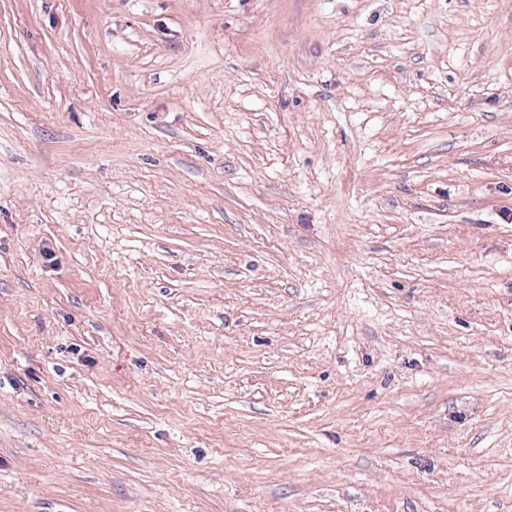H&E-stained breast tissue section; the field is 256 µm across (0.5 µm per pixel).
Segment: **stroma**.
<instances>
[{
  "label": "stroma",
  "mask_w": 512,
  "mask_h": 512,
  "mask_svg": "<svg viewBox=\"0 0 512 512\" xmlns=\"http://www.w3.org/2000/svg\"><path fill=\"white\" fill-rule=\"evenodd\" d=\"M512 512V0H0V512Z\"/></svg>",
  "instance_id": "stroma-1"
}]
</instances>
